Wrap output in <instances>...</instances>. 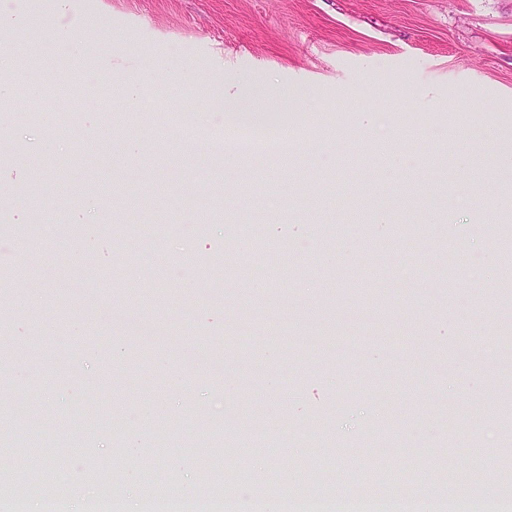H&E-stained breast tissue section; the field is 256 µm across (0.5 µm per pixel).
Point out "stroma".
<instances>
[{
  "label": "stroma",
  "mask_w": 512,
  "mask_h": 512,
  "mask_svg": "<svg viewBox=\"0 0 512 512\" xmlns=\"http://www.w3.org/2000/svg\"><path fill=\"white\" fill-rule=\"evenodd\" d=\"M61 25L93 53L16 36L44 91L0 111V413L46 424L30 470L91 500L103 466L127 503L159 448L162 492L210 497L211 459L252 512L258 481L357 494L386 444L402 480L371 496L435 497L443 453L512 497V0H69ZM142 74L131 113L114 79ZM219 90L293 149L224 168ZM144 319L174 343L133 337ZM280 319L369 355L225 345Z\"/></svg>",
  "instance_id": "35a3bbf8"
}]
</instances>
